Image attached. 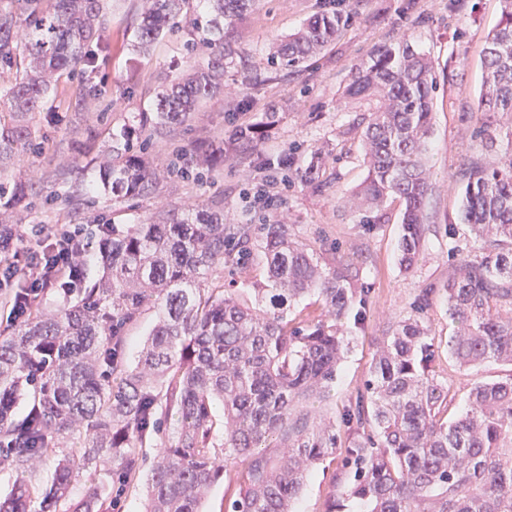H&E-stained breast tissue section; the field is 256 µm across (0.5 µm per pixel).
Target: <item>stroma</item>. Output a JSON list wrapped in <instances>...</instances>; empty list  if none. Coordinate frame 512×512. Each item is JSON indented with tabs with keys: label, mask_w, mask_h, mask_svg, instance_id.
Instances as JSON below:
<instances>
[{
	"label": "stroma",
	"mask_w": 512,
	"mask_h": 512,
	"mask_svg": "<svg viewBox=\"0 0 512 512\" xmlns=\"http://www.w3.org/2000/svg\"><path fill=\"white\" fill-rule=\"evenodd\" d=\"M110 2L108 28L94 64L80 63L72 76L61 80L52 105L60 120L42 125L25 158L41 177L43 191L20 212L21 224H83L92 234L99 225L110 224L122 232L147 221L160 205L203 204L223 211L225 223L254 230L280 218L293 237L316 249L324 265H331L336 255L353 258L364 290L362 318L343 323L349 350L328 398L300 405L310 425L333 424L340 443H347L343 414L363 391L372 356L393 325L416 314L435 338H447L452 329L443 287L455 269L456 250L474 245L459 220L462 173L474 165L497 167L506 159L504 145L485 146L478 133L484 116L477 110L482 49L500 20V0H255L237 22L233 40L261 83L248 84L236 68H227L223 94L202 102L188 121L151 138L145 156L164 175L151 195L125 202L99 189L91 158L109 147L114 129L150 111L163 86L174 76L188 74L205 55L188 50L183 27L167 33L148 55L133 54L129 27L140 10L139 0ZM335 10L353 11L355 18L334 45L300 74L271 69L274 44L312 15ZM403 39L432 59L438 78L428 158V230L420 258L407 272L397 260L399 202L361 210L348 204L367 174L362 133L370 106L343 96L352 68L374 47ZM90 79L102 86L93 100L83 97V85ZM271 112L277 122L250 156L225 150L215 170L178 174V151L191 155L207 144L223 147L234 127L264 122ZM284 154L294 160L286 171L275 165ZM265 179L277 181L283 199L272 212L254 198L256 185ZM262 275L261 264L250 255L226 262L212 283L248 301L253 282ZM436 369L450 389L448 414L454 417L465 411L475 382L501 378L512 368L491 362L462 370L443 353ZM339 469V460L330 457L310 471L295 504L297 512H325ZM89 478L102 489L105 512H143L144 473L125 476L101 466L76 478L73 495H81Z\"/></svg>",
	"instance_id": "1"
}]
</instances>
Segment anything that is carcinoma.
<instances>
[{
	"label": "carcinoma",
	"mask_w": 512,
	"mask_h": 512,
	"mask_svg": "<svg viewBox=\"0 0 512 512\" xmlns=\"http://www.w3.org/2000/svg\"><path fill=\"white\" fill-rule=\"evenodd\" d=\"M187 46L206 48L207 59L186 78L157 93L153 108L112 135L94 161L100 186L114 199L151 193L158 171L141 159L142 137L182 124L201 101L224 90V61L236 55L235 23L253 0H207ZM188 0H143L130 49L145 54L172 29ZM107 0H0V67L11 74L0 109V164L22 161L63 76L94 55L107 26ZM352 13L317 14L288 35L270 56L290 70L319 56L352 23ZM480 112H512V0H502L498 25L483 48ZM433 61L407 40L383 44L352 69L345 94L372 103L364 130L366 181L356 199L403 207L399 261L410 269L425 242L424 212L430 187L427 164L432 134ZM272 121L241 127L240 154L249 153ZM40 180L0 182V224H15L16 209L39 193ZM460 221L477 247L458 259L445 288L454 329L446 348L460 368L487 361L512 366V155L488 171L468 172ZM252 241L246 225L224 223L204 206L156 209L103 243L102 275L79 289V299L38 310L0 336V464L14 471L0 512H101L92 485L71 497L80 473L103 463L130 474L140 448L160 424L173 435L147 473L146 512H202L201 502L224 475V456L241 468L240 490L229 512H293L311 468L333 456L332 425L311 426L299 403L329 393L347 349L339 324L357 302L352 264H319L288 225L261 227ZM255 248L264 281L253 307L212 288L208 280L233 252ZM313 293L324 315L288 321V307ZM157 324L137 360L123 357L125 330L146 311ZM439 346L418 318L398 321L373 359L364 391L343 423L353 435L341 469L349 476L327 512H512V372L474 383L469 409L448 422L453 398L435 370ZM33 395L28 414L13 419L15 400ZM223 405V440L215 439L214 405ZM70 435L74 448L59 463L34 507L27 475L49 442ZM278 442L281 460L261 452Z\"/></svg>",
	"instance_id": "cac0c4a2"
}]
</instances>
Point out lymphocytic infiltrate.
<instances>
[{"mask_svg":"<svg viewBox=\"0 0 512 512\" xmlns=\"http://www.w3.org/2000/svg\"><path fill=\"white\" fill-rule=\"evenodd\" d=\"M91 247L81 224H48L33 237L17 229L0 241V300L13 321L23 320L50 289L77 287Z\"/></svg>","mask_w":512,"mask_h":512,"instance_id":"obj_1","label":"lymphocytic infiltrate"}]
</instances>
